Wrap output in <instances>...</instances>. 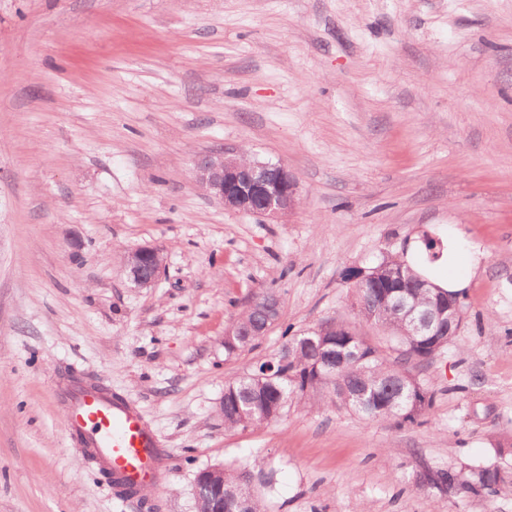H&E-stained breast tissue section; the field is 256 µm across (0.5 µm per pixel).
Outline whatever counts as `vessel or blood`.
Here are the masks:
<instances>
[{"label":"vessel or blood","instance_id":"b4317fda","mask_svg":"<svg viewBox=\"0 0 512 512\" xmlns=\"http://www.w3.org/2000/svg\"><path fill=\"white\" fill-rule=\"evenodd\" d=\"M56 397L67 426L117 492L160 486L168 451L136 406L88 386L65 387Z\"/></svg>","mask_w":512,"mask_h":512}]
</instances>
